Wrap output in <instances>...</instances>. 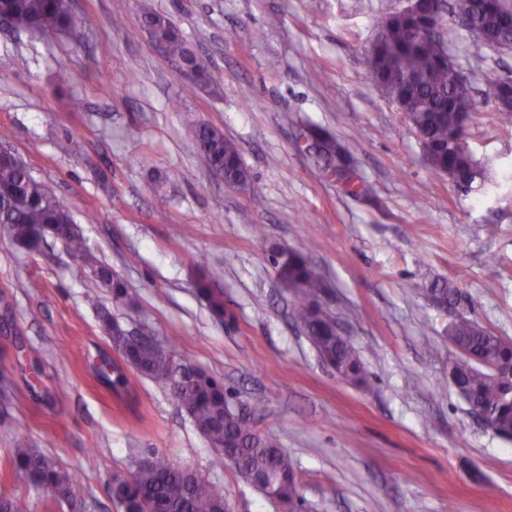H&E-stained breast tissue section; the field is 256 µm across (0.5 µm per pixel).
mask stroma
<instances>
[{"label": "stroma", "mask_w": 512, "mask_h": 512, "mask_svg": "<svg viewBox=\"0 0 512 512\" xmlns=\"http://www.w3.org/2000/svg\"><path fill=\"white\" fill-rule=\"evenodd\" d=\"M403 5L71 0L93 27L0 29V145L53 188L88 254L129 293L115 301L61 242L29 252L0 224V490L28 512L74 511L9 471L19 439L77 473L75 512H122L108 478L156 450L220 489L229 512H287L220 459L168 386L123 364L106 313L223 382L277 438L297 512H512V441L485 430L449 380V316L431 293L453 283L461 312L512 341V126L481 80L489 67L512 76V50L442 20L475 88L467 142L487 177L481 191L458 188L431 169L366 63L381 12ZM148 12L171 19L217 88H190L145 28ZM197 123L235 144L248 186L213 174ZM312 126L344 145L367 194L324 178L305 148ZM281 249L309 253L367 386L339 378L294 321L270 262ZM203 274L224 321L196 290ZM106 362L125 387L101 375Z\"/></svg>", "instance_id": "35a3bbf8"}]
</instances>
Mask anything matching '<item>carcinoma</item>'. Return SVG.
<instances>
[{
	"label": "carcinoma",
	"mask_w": 512,
	"mask_h": 512,
	"mask_svg": "<svg viewBox=\"0 0 512 512\" xmlns=\"http://www.w3.org/2000/svg\"><path fill=\"white\" fill-rule=\"evenodd\" d=\"M451 13L467 18L472 26L512 40V6L505 0H453ZM0 14L18 28L39 29L50 34L70 32L77 24H92L89 17L76 21L68 0H0ZM154 42L169 56L192 64L196 59L175 28L156 14L145 16ZM415 21L396 11H386L377 23L380 39L367 64L378 90L394 101L412 121L430 148L429 165L436 171L459 172L467 179L465 188L482 182L484 171L472 154L455 150L467 135L464 123L475 111L469 83L458 81L444 62L443 42L419 40ZM320 141L319 157L324 164L345 159L340 144L312 130ZM197 148L210 169L229 182H246L250 175L241 163L237 148L214 127H194ZM0 224L9 229L12 240L35 251L52 237L68 245L78 255L86 248L76 224L56 199L53 190L36 180L26 168L0 158ZM280 278L293 291L296 318L304 332L332 369L345 381L362 385L367 381L363 363L352 343L336 331V319L319 303L324 285L302 252L290 253L285 264L273 261ZM100 280L112 288L115 299L126 296L122 285L106 268L97 271ZM199 292L210 304L213 315L224 318V302L208 282L198 284ZM448 343L459 348L448 362V374L461 398L470 407L488 413L490 428L501 438L512 440V388L502 384L491 371L479 368L484 362L494 368L512 369V343L465 318L448 324ZM127 355L145 376L169 384L173 397L187 410L197 428L217 452L226 450L237 458L236 471L244 478L260 480L264 495L296 508L298 483L288 452L269 434L257 432L250 420L239 418L231 409L224 385L194 366L181 362L171 350L149 348L130 350ZM15 475L25 479L45 500L58 501L71 496L75 476L52 458L24 441L11 451ZM112 497L124 512H223L224 493L194 472L174 465L154 451L147 464L131 478L110 481Z\"/></svg>",
	"instance_id": "obj_1"
}]
</instances>
